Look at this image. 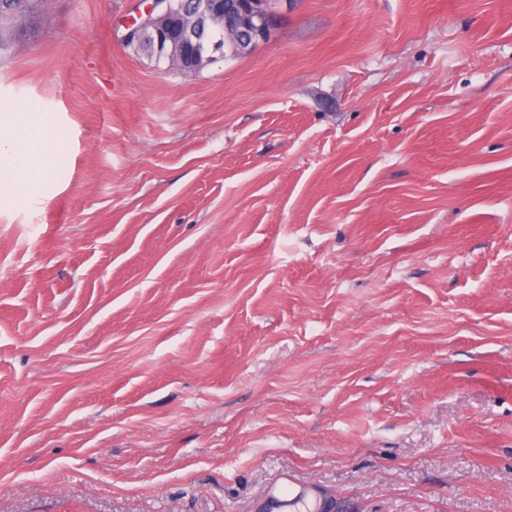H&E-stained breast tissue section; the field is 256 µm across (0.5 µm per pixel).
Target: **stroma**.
<instances>
[{"mask_svg":"<svg viewBox=\"0 0 512 512\" xmlns=\"http://www.w3.org/2000/svg\"><path fill=\"white\" fill-rule=\"evenodd\" d=\"M44 0L0 116V512H512V0H278L176 73ZM65 149V141L56 135H38L36 138L20 137L8 148L0 144V182L8 184L19 180L31 193H38L46 186L47 163ZM27 155L30 159L23 160ZM294 483L285 477L278 479L270 488L266 498V512H296L294 501L304 491L294 494Z\"/></svg>","mask_w":512,"mask_h":512,"instance_id":"35a3bbf8","label":"stroma"}]
</instances>
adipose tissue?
Returning <instances> with one entry per match:
<instances>
[{"label":"adipose tissue","instance_id":"ef3b65f1","mask_svg":"<svg viewBox=\"0 0 512 512\" xmlns=\"http://www.w3.org/2000/svg\"><path fill=\"white\" fill-rule=\"evenodd\" d=\"M65 149L61 137L39 134L38 137H20L8 148H0V182L21 181L33 193L46 186L47 164Z\"/></svg>","mask_w":512,"mask_h":512}]
</instances>
